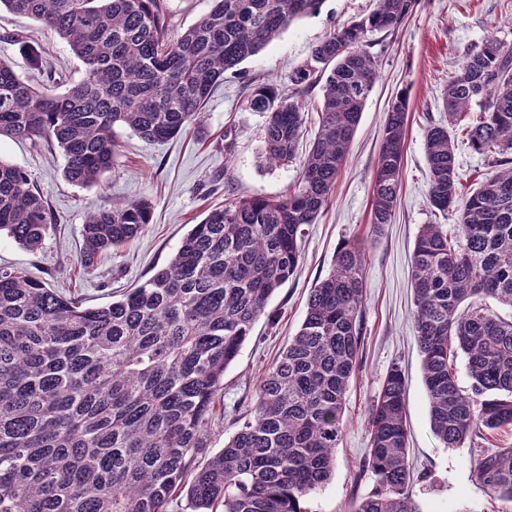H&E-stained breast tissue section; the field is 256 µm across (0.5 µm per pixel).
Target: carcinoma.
<instances>
[{
	"mask_svg": "<svg viewBox=\"0 0 512 512\" xmlns=\"http://www.w3.org/2000/svg\"><path fill=\"white\" fill-rule=\"evenodd\" d=\"M321 0H214L178 38L161 0H0L65 40L83 79L58 95L0 59V136L42 141L65 157L67 181L91 186L115 161L120 125L148 142L194 124L216 84L261 52ZM420 0H379L367 18L334 29L311 61L277 84L253 88L267 114L264 161L295 158L305 90L322 84L319 121L301 176L274 199L224 200L183 238L169 263L106 306L0 268V512H304L335 469L345 396L360 364L365 245L338 247L311 288L305 317L263 375L243 423L210 448L214 403L273 295L302 260L304 226L329 203L366 101L379 78L372 31L395 34ZM448 123L429 121L424 145L432 208L458 213L454 233L425 224L411 256L413 326L433 433L446 448L512 427V45L489 38L448 77ZM406 98L387 112L371 228L390 223L399 196ZM459 126L488 158L479 187L460 195ZM152 217L143 199L90 211L80 265L134 241ZM56 223L30 174L0 160V235L37 250ZM471 378L462 389L454 362ZM405 377L394 364L368 412L364 471L374 493L349 512H419L409 493ZM476 481L512 503V448L478 454Z\"/></svg>",
	"mask_w": 512,
	"mask_h": 512,
	"instance_id": "carcinoma-1",
	"label": "carcinoma"
}]
</instances>
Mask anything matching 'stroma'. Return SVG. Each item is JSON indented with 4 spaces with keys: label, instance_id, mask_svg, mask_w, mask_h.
Here are the masks:
<instances>
[{
    "label": "stroma",
    "instance_id": "stroma-1",
    "mask_svg": "<svg viewBox=\"0 0 512 512\" xmlns=\"http://www.w3.org/2000/svg\"><path fill=\"white\" fill-rule=\"evenodd\" d=\"M378 0H322L315 14L295 21L257 56L226 72L213 89L197 124L164 142H146L125 128L114 136L119 154L100 184L68 182L65 159L25 139L0 137V159L31 174L56 217L42 246L30 251L0 236V267H11L54 288H66L86 305L111 303L164 267L193 224L228 198L278 197L295 183L318 127L309 113L298 156L266 165L262 158L264 113L249 109L247 96L259 82L287 85L293 70L311 59L316 44L337 26L368 16ZM39 47L44 61L63 81L65 92L83 77L81 62L66 42L38 21L0 12V58L32 83L43 73L33 69L14 36ZM512 44V0H420L394 35L368 36L379 63L371 91L329 204L316 223L307 225L303 259L297 273L270 300L265 318L254 326L237 360L224 374L211 434L213 449L223 448L265 370L298 331L315 282L332 267L338 246L358 238L366 243L365 333L360 366L346 393L342 438L335 450L331 480L304 503L306 512H346L352 496L376 490L362 466L369 437L367 412L388 370L399 365L405 376L409 458L417 478L410 489L419 512H512L474 476L479 451L512 447V427L486 432L459 448L444 447L433 434L421 356L412 311L411 256L415 238L426 224L453 227L458 215L434 210L428 202L429 167L423 129L444 118L441 95L467 50L488 38ZM408 101L402 187L394 216L382 234H372L373 177L385 114L397 95ZM151 201L153 221L126 248L105 255L97 267L82 271L78 258L89 211L114 203Z\"/></svg>",
    "mask_w": 512,
    "mask_h": 512
}]
</instances>
